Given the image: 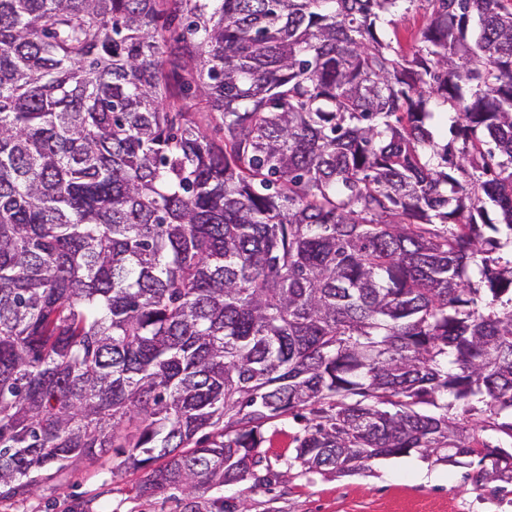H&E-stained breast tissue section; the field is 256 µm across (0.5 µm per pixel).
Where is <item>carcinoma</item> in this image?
<instances>
[{
	"label": "carcinoma",
	"instance_id": "1",
	"mask_svg": "<svg viewBox=\"0 0 512 512\" xmlns=\"http://www.w3.org/2000/svg\"><path fill=\"white\" fill-rule=\"evenodd\" d=\"M417 2L0 0V498L110 454L224 512L288 417L307 473L512 484V0L405 53ZM423 6L415 7L405 14L394 17L397 19L399 28V38L402 49L405 52L412 50L415 44L419 30L422 28L425 18V7L427 3H422Z\"/></svg>",
	"mask_w": 512,
	"mask_h": 512
}]
</instances>
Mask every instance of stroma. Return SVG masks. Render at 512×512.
<instances>
[{"instance_id":"stroma-1","label":"stroma","mask_w":512,"mask_h":512,"mask_svg":"<svg viewBox=\"0 0 512 512\" xmlns=\"http://www.w3.org/2000/svg\"><path fill=\"white\" fill-rule=\"evenodd\" d=\"M299 426L268 427L267 462L277 477L267 485L245 480L225 486L226 512H512V494L492 493L467 479L465 468L424 460L426 476L403 458L378 459L347 476L302 473L286 460ZM140 471H118L110 458L80 462L25 498H0V512H183L179 499L140 496Z\"/></svg>"}]
</instances>
